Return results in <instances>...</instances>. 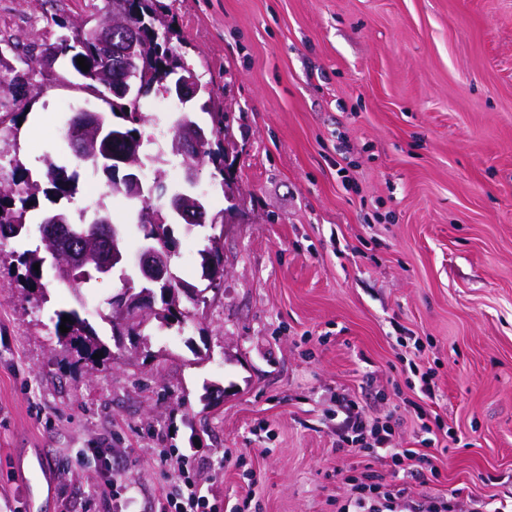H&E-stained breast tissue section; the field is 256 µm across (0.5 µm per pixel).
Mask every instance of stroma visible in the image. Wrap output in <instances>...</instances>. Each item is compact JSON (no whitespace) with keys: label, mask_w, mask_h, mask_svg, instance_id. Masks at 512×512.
<instances>
[{"label":"stroma","mask_w":512,"mask_h":512,"mask_svg":"<svg viewBox=\"0 0 512 512\" xmlns=\"http://www.w3.org/2000/svg\"><path fill=\"white\" fill-rule=\"evenodd\" d=\"M211 112L230 116L238 191L221 245L224 282L184 332L150 327L147 349L92 369L54 330L74 293L45 276L26 300L0 274V512H30L16 464L42 459L31 512H77L102 482L82 456L105 449L142 512L164 477L154 453L196 454L218 499L259 512H336L364 458L336 449L338 398L373 421L397 412L399 447L420 450L407 401L456 441L415 498H512V0H158ZM102 0H0V54L27 105L0 95V146L32 179L44 156L72 164L61 133L104 104L66 59L33 63ZM141 101L146 153L168 151L178 101ZM71 215L103 210L137 254L136 207L79 166ZM206 231H178L180 276L200 281ZM423 337L422 349L402 346Z\"/></svg>","instance_id":"35a3bbf8"}]
</instances>
